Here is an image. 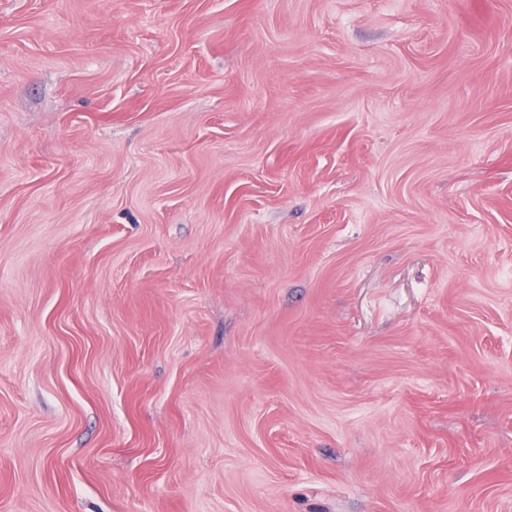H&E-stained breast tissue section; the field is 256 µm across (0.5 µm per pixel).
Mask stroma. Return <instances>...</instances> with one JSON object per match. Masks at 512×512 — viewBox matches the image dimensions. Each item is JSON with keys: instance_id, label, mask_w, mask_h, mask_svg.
Listing matches in <instances>:
<instances>
[{"instance_id": "obj_1", "label": "stroma", "mask_w": 512, "mask_h": 512, "mask_svg": "<svg viewBox=\"0 0 512 512\" xmlns=\"http://www.w3.org/2000/svg\"><path fill=\"white\" fill-rule=\"evenodd\" d=\"M0 512H512V0H0Z\"/></svg>"}]
</instances>
